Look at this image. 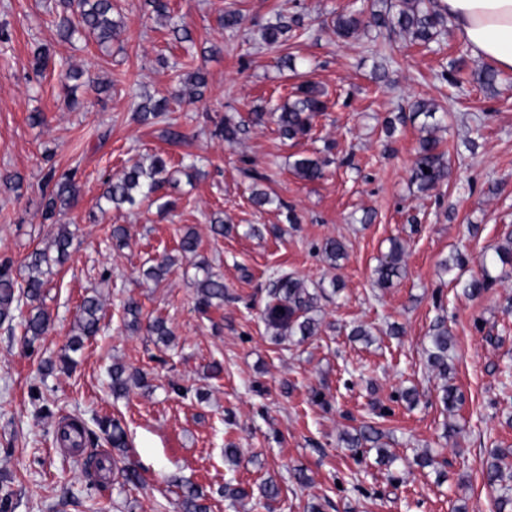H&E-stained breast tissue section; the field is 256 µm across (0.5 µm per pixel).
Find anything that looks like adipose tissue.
<instances>
[{"instance_id": "obj_1", "label": "adipose tissue", "mask_w": 512, "mask_h": 512, "mask_svg": "<svg viewBox=\"0 0 512 512\" xmlns=\"http://www.w3.org/2000/svg\"><path fill=\"white\" fill-rule=\"evenodd\" d=\"M473 56L512 74V0H435Z\"/></svg>"}]
</instances>
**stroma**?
<instances>
[{
    "label": "stroma",
    "instance_id": "stroma-1",
    "mask_svg": "<svg viewBox=\"0 0 512 512\" xmlns=\"http://www.w3.org/2000/svg\"><path fill=\"white\" fill-rule=\"evenodd\" d=\"M121 35L105 46L93 39L61 40L55 0H0V173L21 176L18 189L0 184V263L17 283L25 259L49 245L59 225L74 234L68 260L45 276L41 303L52 317L47 334L27 343L19 322L0 323V499L10 512H179L186 485L203 491L209 512H498L500 493L482 470L494 448H512V276L490 267L496 284L481 297L462 286L479 275L483 259L512 235V74L494 91L482 88L480 67L455 32L422 44L385 28L339 38L333 22L354 10L380 11L390 0H169L170 15L148 13L143 0H114ZM226 9L240 13L236 30L222 29ZM300 16L281 44L261 42L277 17ZM186 27L187 42L174 27ZM220 53H210L211 45ZM55 62L38 74L35 46ZM298 66H281L283 56ZM111 82L106 93L88 85L68 105L64 73ZM202 68L208 86L188 98L186 78ZM318 85L326 104L307 138L291 141L273 123L247 127L233 142L215 134L225 118L247 119L254 108L274 111L303 82ZM171 100L167 121H137V96ZM427 99L442 118L436 135L452 176L428 192L411 180L422 118L413 104ZM44 121L32 124L30 113ZM174 123L184 141L164 136ZM163 153L173 181L152 201L100 215L96 203L106 176L120 175ZM58 170H73L78 200L57 223L42 221L44 156ZM324 161V177L299 178L297 156ZM262 189L275 204L256 207ZM295 212L297 223L286 215ZM224 220L216 235L211 218ZM125 225L124 243L110 230ZM198 239L196 256L177 254L187 231ZM346 248L337 268L323 243ZM403 249L404 272L379 287L374 270L392 242ZM176 262L158 282L143 269L163 254ZM464 255L463 269L442 263ZM224 279V303L200 308L193 286L204 271ZM285 270L324 291L315 336H275L263 319L269 279ZM338 292H331L332 283ZM103 304L100 333L75 353L70 371L42 375L70 336L89 292ZM136 299L142 321L162 319L170 345L146 331H131L124 311ZM446 320L452 370L436 377L426 363L429 334ZM365 326L371 342L353 339ZM140 370L146 384L114 396L112 364ZM456 386L462 403L448 413L439 401L442 382ZM413 388L416 407L400 400ZM80 417L100 451H109L104 422L119 419L129 448L121 465L138 483L111 477L91 484L68 449L55 441L58 421ZM372 423L400 460L386 466L376 452L353 456L345 433ZM453 431H446V424ZM240 451L239 463L224 450ZM427 452L435 466L413 465ZM307 481L299 483L297 472ZM274 480L275 500L258 487ZM243 488L235 500L225 488Z\"/></svg>",
    "mask_w": 512,
    "mask_h": 512
}]
</instances>
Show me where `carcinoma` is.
<instances>
[{
    "instance_id": "obj_1",
    "label": "carcinoma",
    "mask_w": 512,
    "mask_h": 512,
    "mask_svg": "<svg viewBox=\"0 0 512 512\" xmlns=\"http://www.w3.org/2000/svg\"><path fill=\"white\" fill-rule=\"evenodd\" d=\"M395 12L372 13V23L379 28L399 30L413 39L425 44L439 36L447 22L446 15L432 5V0H397ZM56 27L61 39L69 41L75 37H92L99 45L111 41L121 33L123 21L113 16L112 0H56ZM334 27L341 38H351L359 34L364 27V21L359 12H350L336 16ZM288 26L276 22L267 25L262 33L263 40L274 45L287 31ZM189 81L193 90L192 99H199L207 86V76L202 68H196L190 75ZM322 93L314 85H307L300 93L284 102L275 112H252L249 121L255 125L271 119L280 134L288 139H302L309 135L314 117L325 108L321 100ZM168 112V102L164 98H144L137 106V118L142 123H151L163 118ZM426 135L419 140L416 152L412 180L419 190L428 192L450 177L449 164L444 159V153L439 151V140L434 136L436 125L425 124ZM293 170L305 181L313 182L323 178L322 164L308 157L294 160ZM172 173L167 160L156 153L151 156L148 164L137 163L125 170L121 175L107 179V187L102 194L104 204L98 205L101 213L105 214L110 208L120 209L125 205L133 206L138 200L156 193L164 184L170 182ZM45 183L52 189L43 194L42 219L45 222L53 220L57 209L74 202L80 192V187L72 172H58L52 164L48 165L44 175ZM73 234L67 225L60 229L50 246L36 249L28 256L26 268L28 277L25 288L16 287L11 276V266L8 262L0 264V321L13 317L14 311L20 309L22 300L30 302L40 300L45 286L43 279L44 268L51 263L62 262L69 253ZM322 252L331 263H336L344 255V245L341 241L330 238L322 246ZM402 249L400 244L393 243L390 251L375 270L377 283L385 287L401 276ZM490 263L501 265L512 264V238L506 244L495 247L494 254L489 258ZM173 265V259L164 255L148 266L143 275L155 281L161 280ZM496 279L490 276L488 270H483L479 277H474L464 284V293L470 297H478L487 289L493 287ZM198 303L204 309L212 306L219 307L224 303V281L208 274L197 281ZM319 294L309 290L305 283L292 273L282 271L269 285V301L265 306V320L271 328L288 332L290 336H314L318 330V319L314 312L318 308ZM101 302L95 294L84 297L74 320V331L68 345L71 351L78 350L84 339L96 335L99 330ZM50 319L40 308L31 311L25 318L26 334L34 342L43 336L49 327ZM448 327L440 323L435 326L429 336L427 363L439 376H448ZM112 391L122 395L130 384H139L141 375L137 372L126 373V369L115 364L111 369ZM440 400L447 411H453L460 402L456 387L445 384L441 387ZM103 429L108 441L114 448L128 447L126 433L116 421L106 423ZM57 438L73 448H85L93 443L84 427L75 419L61 423L56 431ZM382 432L373 424L366 423L344 438L346 448L356 453L361 448L376 449L379 457L396 460V455H385L380 440ZM508 450L496 448L491 451L485 462L483 477L485 485L503 490L512 489V464L505 462ZM202 494L198 489L189 486L183 491L182 512H207V506L201 503Z\"/></svg>"
}]
</instances>
